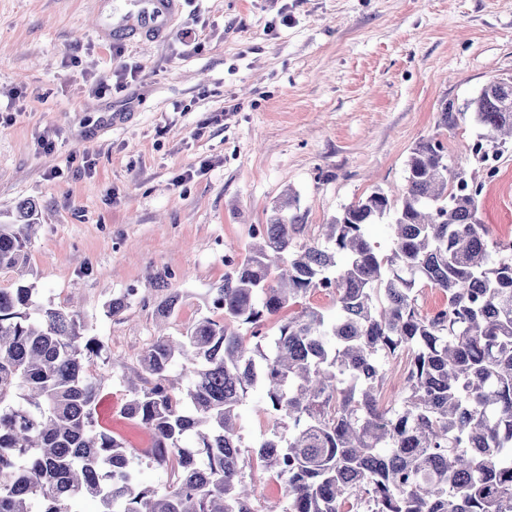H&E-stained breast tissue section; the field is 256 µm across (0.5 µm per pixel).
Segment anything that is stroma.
Instances as JSON below:
<instances>
[{"label":"stroma","mask_w":512,"mask_h":512,"mask_svg":"<svg viewBox=\"0 0 512 512\" xmlns=\"http://www.w3.org/2000/svg\"><path fill=\"white\" fill-rule=\"evenodd\" d=\"M131 21L128 0H0V212L36 204L38 299L76 306L103 337L98 418L141 449L125 379L157 303L180 293L176 336L212 315L225 256L244 259L284 189L314 238L373 190L399 196L421 139L474 170L481 127L442 129L440 109L512 76V0H183L155 42L125 39ZM497 166L479 217L503 236L512 149Z\"/></svg>","instance_id":"obj_1"}]
</instances>
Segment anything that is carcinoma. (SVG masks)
Segmentation results:
<instances>
[{"label": "carcinoma", "instance_id": "cac0c4a2", "mask_svg": "<svg viewBox=\"0 0 512 512\" xmlns=\"http://www.w3.org/2000/svg\"><path fill=\"white\" fill-rule=\"evenodd\" d=\"M466 116L486 130L469 152L492 173L512 144V86L495 79L460 108L444 103L440 125ZM405 181L397 203L375 190L344 207L323 244L300 241L295 199L279 202L248 255L228 260L220 317L142 352L145 382H128L123 414L151 431V463L177 462L163 491L97 423L101 337L38 302L32 283L0 288V512H80L86 497L100 512H255L241 420L258 386L276 431L253 454L287 499L263 512H512V238L477 219L483 183L449 164L437 137L412 149ZM35 211L0 213V270L21 279L29 238L15 226ZM387 218L381 254L369 229ZM425 287L443 295L429 311ZM312 292L331 296L334 314L295 309ZM381 356L406 361L398 402H383Z\"/></svg>", "mask_w": 512, "mask_h": 512}]
</instances>
